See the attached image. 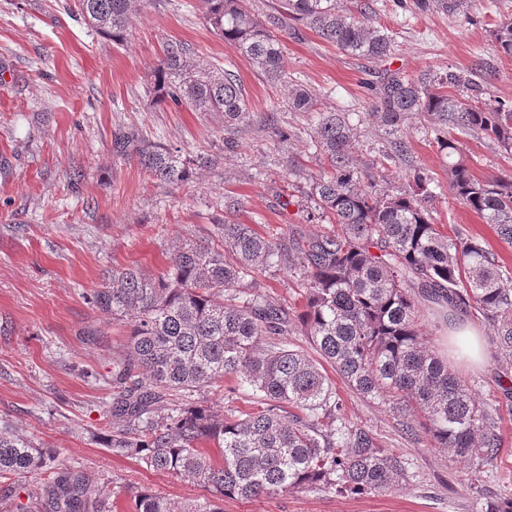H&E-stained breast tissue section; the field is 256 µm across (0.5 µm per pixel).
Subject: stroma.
<instances>
[{
  "mask_svg": "<svg viewBox=\"0 0 512 512\" xmlns=\"http://www.w3.org/2000/svg\"><path fill=\"white\" fill-rule=\"evenodd\" d=\"M67 0H0V420L33 444L55 448L64 463L110 483L117 512L131 508L129 488L148 489L175 506L205 497L200 486L146 469L113 454L98 434L101 408L112 394L105 380L122 354L126 325L87 297L112 266L164 272L175 245L208 239L224 221V199L242 202L240 223L279 240L292 226L314 236L328 223L303 221L310 192L325 166L312 144L310 117L287 107L285 86L257 74L251 60L214 35L197 0H143L124 41L92 29ZM376 22L390 37V56L353 57L305 26L283 36L282 67L293 83L314 90L318 107L348 113L357 125L354 153L370 163L389 190L405 186L410 167L434 181L430 203L445 233L484 240L512 269V245L457 200L431 125L406 129L408 162L391 156L390 142L364 122L378 74L459 71L491 100L512 102V60L491 31L512 19V0H470L467 16L415 11L413 0H374ZM234 70L253 112H273L290 136L267 127L240 133L224 148V119L212 112L159 106L144 90L169 43ZM136 131L177 148L182 158L217 155L184 183L151 178L136 160L112 150L115 134ZM476 176L512 177V155L484 140L464 139ZM420 329L452 370L471 381L480 398L500 411L502 445L496 460L468 473L428 440L401 433L388 406L360 397L341 379L333 384L352 424L371 431L384 452L402 461L406 480L375 496L271 493L227 499L224 512H482L487 500L512 498V399H506L490 357L491 326L470 322L481 362L460 358L455 330L429 302ZM97 333L90 341L89 333Z\"/></svg>",
  "mask_w": 512,
  "mask_h": 512,
  "instance_id": "stroma-1",
  "label": "stroma"
}]
</instances>
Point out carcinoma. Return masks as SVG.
I'll use <instances>...</instances> for the list:
<instances>
[{
  "label": "carcinoma",
  "mask_w": 512,
  "mask_h": 512,
  "mask_svg": "<svg viewBox=\"0 0 512 512\" xmlns=\"http://www.w3.org/2000/svg\"><path fill=\"white\" fill-rule=\"evenodd\" d=\"M142 0H74L97 32L123 41ZM211 30L248 57L269 81L288 83L281 70L283 39L292 20L362 59L391 51L372 9L352 12L344 0H282L279 16L263 23L247 0H199ZM469 0H414L421 12L464 13ZM499 51L512 58V20L493 30ZM366 118L393 137L394 155H410L404 126L412 118L435 124V143L448 158V188L512 244V179H481L463 157L465 136L512 154V105L479 100L480 86L462 73L426 72L416 78L386 72L371 83ZM146 95L164 105L224 115L227 149L251 122L239 76L198 59L187 47H167ZM317 94L288 87V107L316 112L313 138L331 172L313 181L309 222L336 228L307 236L295 230L274 243L235 214L224 198L218 240L183 244L158 275L137 266L112 269L91 303L130 325L123 354L112 362V397L102 431L112 452L147 469L207 488L181 512H223L217 502L270 492L379 494L403 479L401 461L385 454L373 434L347 419L325 365L349 389L379 400L401 417L403 432L476 470L496 459L498 409L476 397L419 333V300L449 322L481 317L493 327L501 379L512 378V272L483 241L448 236L433 222L430 182L417 174L395 192L365 170L351 146L345 112L315 111ZM114 152L137 161L151 177L179 184L193 176L178 151L120 133ZM285 265L298 277L302 304H280L256 291V278ZM308 337L317 357L291 347ZM244 388L258 408L220 414L188 401L224 382ZM218 449L212 458L208 449ZM60 452L39 448L0 420V499L15 512H110L112 490L86 471L61 463ZM39 476L20 501L17 477ZM133 512H174L147 490L131 495Z\"/></svg>",
  "instance_id": "1"
}]
</instances>
